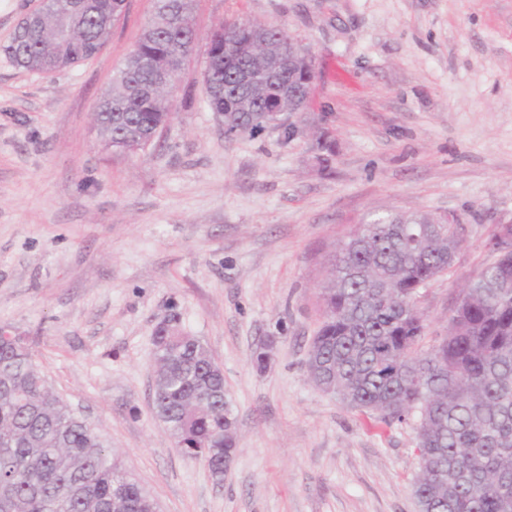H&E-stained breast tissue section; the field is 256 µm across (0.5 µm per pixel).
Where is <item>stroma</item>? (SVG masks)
Returning a JSON list of instances; mask_svg holds the SVG:
<instances>
[{
	"label": "stroma",
	"mask_w": 512,
	"mask_h": 512,
	"mask_svg": "<svg viewBox=\"0 0 512 512\" xmlns=\"http://www.w3.org/2000/svg\"><path fill=\"white\" fill-rule=\"evenodd\" d=\"M154 10L128 0L100 53L51 75L0 53V326L30 337L159 512H418L415 422H380L307 376L318 289L359 224L459 214L453 266L418 294L424 352L496 260L487 241L512 222V0H195L172 118L118 155L94 113ZM240 20L311 49L295 137L227 133L204 102L208 34ZM171 317L224 371L238 434L220 484L153 409V336Z\"/></svg>",
	"instance_id": "stroma-1"
}]
</instances>
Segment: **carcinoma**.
Instances as JSON below:
<instances>
[{"label":"carcinoma","instance_id":"obj_1","mask_svg":"<svg viewBox=\"0 0 512 512\" xmlns=\"http://www.w3.org/2000/svg\"><path fill=\"white\" fill-rule=\"evenodd\" d=\"M82 5L68 38L57 16ZM194 0H156L95 121L112 150L152 144L171 116L182 65L196 42ZM126 0H53L0 51L18 68L53 73L94 57ZM208 107L228 130L256 134L293 111L298 44L283 28L253 23L208 36ZM463 225L388 213L340 241L320 288L323 321L309 379L386 423L416 420L419 512H512V241L463 288L448 334L424 354L417 295L448 271ZM154 409L175 443L224 480L236 436L224 373L175 319L154 336ZM0 512H156L154 500L112 459L106 440L57 395L29 338L0 328Z\"/></svg>","mask_w":512,"mask_h":512}]
</instances>
